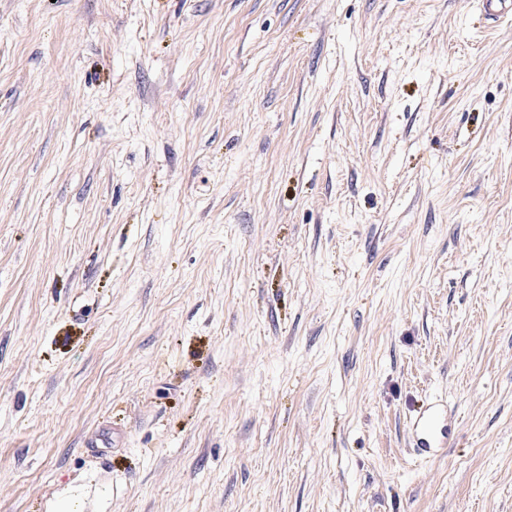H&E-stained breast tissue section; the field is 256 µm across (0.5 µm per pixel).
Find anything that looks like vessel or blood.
I'll return each mask as SVG.
<instances>
[{"label":"vessel or blood","mask_w":512,"mask_h":512,"mask_svg":"<svg viewBox=\"0 0 512 512\" xmlns=\"http://www.w3.org/2000/svg\"><path fill=\"white\" fill-rule=\"evenodd\" d=\"M479 10L492 22L512 19V0H479ZM406 429L417 457L431 460L445 452L454 434L447 400L436 396L422 401L407 417Z\"/></svg>","instance_id":"1"}]
</instances>
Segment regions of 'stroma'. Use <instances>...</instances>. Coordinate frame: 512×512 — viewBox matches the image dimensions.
<instances>
[{"label": "stroma", "instance_id": "35a3bbf8", "mask_svg": "<svg viewBox=\"0 0 512 512\" xmlns=\"http://www.w3.org/2000/svg\"><path fill=\"white\" fill-rule=\"evenodd\" d=\"M477 3L0 0V512H512ZM406 429L417 457L431 460L441 456L453 443L454 427L448 401L437 396L422 401L407 417Z\"/></svg>", "mask_w": 512, "mask_h": 512}]
</instances>
